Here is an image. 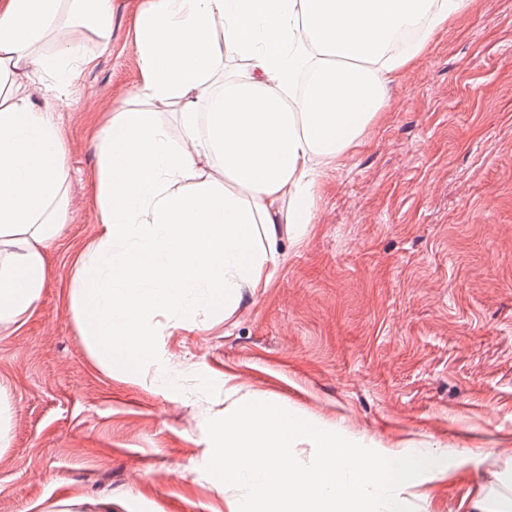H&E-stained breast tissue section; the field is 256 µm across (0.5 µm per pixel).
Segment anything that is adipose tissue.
Listing matches in <instances>:
<instances>
[{"label": "adipose tissue", "mask_w": 512, "mask_h": 512, "mask_svg": "<svg viewBox=\"0 0 512 512\" xmlns=\"http://www.w3.org/2000/svg\"><path fill=\"white\" fill-rule=\"evenodd\" d=\"M469 2L143 0L140 81L96 134L99 232L67 284L99 365L150 352L152 317L229 316L268 287L283 232L317 217L326 169ZM78 24L109 34L112 0H0V325L34 315L47 249L67 222L61 116L15 80L37 68L69 86L92 62L72 36ZM48 35L57 52L34 55ZM228 56L242 67L225 72ZM155 103L172 107L174 126L149 112ZM213 160L223 181L207 171Z\"/></svg>", "instance_id": "1"}]
</instances>
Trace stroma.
Returning <instances> with one entry per match:
<instances>
[{
  "instance_id": "stroma-1",
  "label": "stroma",
  "mask_w": 512,
  "mask_h": 512,
  "mask_svg": "<svg viewBox=\"0 0 512 512\" xmlns=\"http://www.w3.org/2000/svg\"><path fill=\"white\" fill-rule=\"evenodd\" d=\"M139 2L113 0L109 40L81 30L93 62L58 101L68 218L37 312L0 327V512H228L206 421L260 398L377 451L437 450L447 477L403 498L472 512L512 478V0H475L389 85L270 287L227 319L154 317L137 372H109L65 285L98 232L91 137L140 79Z\"/></svg>"
}]
</instances>
